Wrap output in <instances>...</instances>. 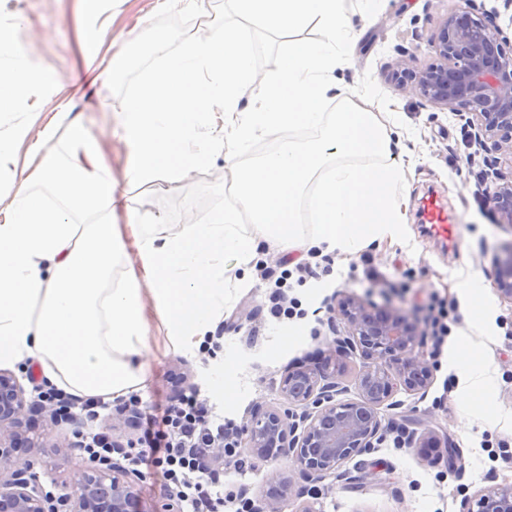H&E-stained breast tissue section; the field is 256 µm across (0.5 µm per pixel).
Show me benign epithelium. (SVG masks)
Segmentation results:
<instances>
[{
    "instance_id": "1",
    "label": "benign epithelium",
    "mask_w": 512,
    "mask_h": 512,
    "mask_svg": "<svg viewBox=\"0 0 512 512\" xmlns=\"http://www.w3.org/2000/svg\"><path fill=\"white\" fill-rule=\"evenodd\" d=\"M506 41L495 21L456 8L428 40L436 62L419 69L413 58L401 59L391 78L414 83L427 102L465 121L475 154L483 155V183L498 221L512 224V53L504 52ZM494 279L500 298L512 304V241L494 260ZM336 304L346 337L337 341L334 358L285 372L280 392L289 408H253L252 423L241 433L246 456L290 455L306 476L336 473L382 441L379 410L396 391L422 396L433 384V368L421 352L427 333L409 312L371 305L347 291ZM351 356L362 362L358 397L342 400L340 360ZM27 410L22 385L0 370V512H142L138 473L114 458L80 471L73 492L56 500L31 486L33 462L18 455L32 447L18 432ZM289 489L288 479L276 475L255 512H281ZM460 512H512V485L483 488L462 500Z\"/></svg>"
}]
</instances>
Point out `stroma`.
Listing matches in <instances>:
<instances>
[{"label": "stroma", "instance_id": "stroma-1", "mask_svg": "<svg viewBox=\"0 0 512 512\" xmlns=\"http://www.w3.org/2000/svg\"><path fill=\"white\" fill-rule=\"evenodd\" d=\"M455 5L456 0H376L365 11L359 0H346L355 36L343 47L333 76L351 95L370 94L373 112L396 125L392 160L404 168L397 194L408 200L396 233L353 253H319V260L330 263L333 272L294 290L307 312L303 318L272 317L266 284L256 273L238 268L235 258L225 257V318L214 323L224 331L218 348L184 352L155 314H147L145 387L133 399H117L99 412L104 422L133 400L143 407L158 400L177 403L184 390L174 377L184 373L207 405L243 428L251 423L253 405L280 403L286 366L300 360L317 363L333 353L336 334L327 304L336 293L352 292L378 304L388 301L420 318L431 300H455L463 318L453 326L443 351L430 342L423 348L434 367L427 395L398 391L381 411L387 431L429 430L443 444L398 448L385 439L370 453L345 463V471L354 476L362 464L379 463L376 473L357 484L332 475L302 479L293 458L286 456L268 462L242 456L224 469L223 512H234L237 499L257 500L278 473L292 481L282 512H297L306 501L316 512H460L462 500L483 487L512 484V304L499 297L493 280L494 259L501 244L512 240V229L498 222L481 182L482 160L474 155L463 121L425 101L413 85L398 88L388 79L400 55L414 57L419 68L434 62L427 40ZM204 8L214 19L240 29L261 79L278 71L283 42L322 37L312 27L291 34L253 27L234 12L230 0H206ZM91 10L90 0H0V40L28 50L43 77L18 96L11 111L0 112V131L33 112L37 119L29 136L37 138L55 113L68 107L99 139L118 191L128 194L127 206L116 209L117 223L162 218L170 220L176 232L184 221H209L234 197L223 159L209 160L173 183L149 190L129 187V149L114 119L156 60L154 31L167 32L170 50H177L197 32V11L185 0L168 8L159 7L157 0H115L112 31L121 35L123 48L105 52L100 70L90 71L83 51L92 37ZM429 193L443 203L449 223L456 226V239L442 240L420 223V202ZM367 264L380 272L379 280H364ZM471 279L483 287L477 301L487 315L480 325L472 323L474 300L462 290ZM466 335L490 338L485 360L491 387L476 404L463 402L458 384L448 381V351ZM16 376L31 405L22 432L34 443L26 453L33 462L34 483L54 497L70 494L74 472L88 460L84 450L73 445L75 427L54 422L44 412L41 383L30 382L21 370Z\"/></svg>", "mask_w": 512, "mask_h": 512}]
</instances>
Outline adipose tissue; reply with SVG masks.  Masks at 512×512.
<instances>
[{
	"label": "adipose tissue",
	"mask_w": 512,
	"mask_h": 512,
	"mask_svg": "<svg viewBox=\"0 0 512 512\" xmlns=\"http://www.w3.org/2000/svg\"><path fill=\"white\" fill-rule=\"evenodd\" d=\"M344 0H233L236 12L259 28L320 29L314 42L291 40L276 75L263 84L250 111L242 92L255 84L251 53L238 29L203 22L179 52L166 34L154 36L157 58L122 105L133 158L130 179L141 186L180 180L214 157L234 163L236 204L210 221L183 225L176 234L150 221L135 234L140 269L113 280L126 245L113 222L120 200L96 138L67 110L56 112L36 140L20 121L0 132V172L26 157L24 182L0 220V368L36 366L47 385L79 398L105 401L143 389L141 360L146 309L154 307L174 344L190 351L224 311V271L256 262L261 243L356 251L394 232L401 222L395 193L402 170L387 162L392 129L366 97L336 115L326 112L327 73L338 47L350 39ZM33 77L31 62L0 41V112ZM221 118L217 133L205 125ZM311 133L301 142L283 129ZM65 132L64 153L45 143ZM261 136L276 149L248 164L237 159ZM372 155L370 166L348 164ZM310 199L317 231H299L303 199ZM250 212L256 234L235 231L239 209ZM483 344L460 337L448 354L459 369L461 394L479 400L490 379Z\"/></svg>",
	"instance_id": "adipose-tissue-1"
}]
</instances>
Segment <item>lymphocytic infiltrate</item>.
<instances>
[{
  "mask_svg": "<svg viewBox=\"0 0 512 512\" xmlns=\"http://www.w3.org/2000/svg\"><path fill=\"white\" fill-rule=\"evenodd\" d=\"M132 414L144 446L127 451L129 462L160 475L181 512H215L224 501L225 461L239 447L237 426L194 394L177 405Z\"/></svg>",
  "mask_w": 512,
  "mask_h": 512,
  "instance_id": "lymphocytic-infiltrate-1",
  "label": "lymphocytic infiltrate"
}]
</instances>
